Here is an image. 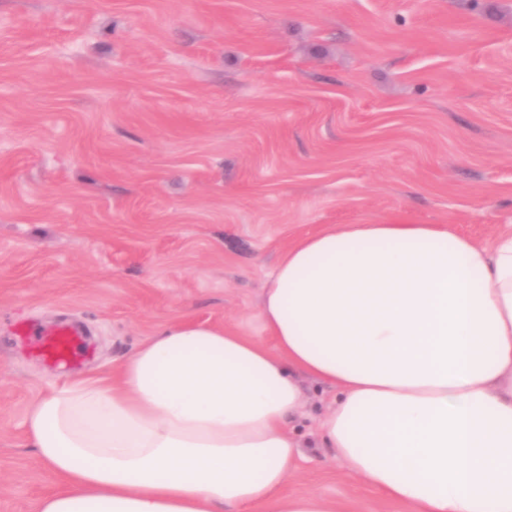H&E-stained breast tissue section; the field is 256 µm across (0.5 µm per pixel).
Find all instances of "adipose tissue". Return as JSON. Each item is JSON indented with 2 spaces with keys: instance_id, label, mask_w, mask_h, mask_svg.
I'll return each mask as SVG.
<instances>
[{
  "instance_id": "adipose-tissue-1",
  "label": "adipose tissue",
  "mask_w": 512,
  "mask_h": 512,
  "mask_svg": "<svg viewBox=\"0 0 512 512\" xmlns=\"http://www.w3.org/2000/svg\"><path fill=\"white\" fill-rule=\"evenodd\" d=\"M259 318L274 348L177 322L108 382L36 399L26 436L59 487L35 512H350L285 491L303 376L350 476L406 512H512V233L327 226L284 251Z\"/></svg>"
}]
</instances>
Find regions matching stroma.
Instances as JSON below:
<instances>
[{
    "label": "stroma",
    "mask_w": 512,
    "mask_h": 512,
    "mask_svg": "<svg viewBox=\"0 0 512 512\" xmlns=\"http://www.w3.org/2000/svg\"><path fill=\"white\" fill-rule=\"evenodd\" d=\"M512 230V0H0V512L57 490L30 404L169 324L273 346L279 255L330 224ZM74 323L55 369L12 334ZM287 490L404 512L314 448Z\"/></svg>",
    "instance_id": "obj_1"
}]
</instances>
